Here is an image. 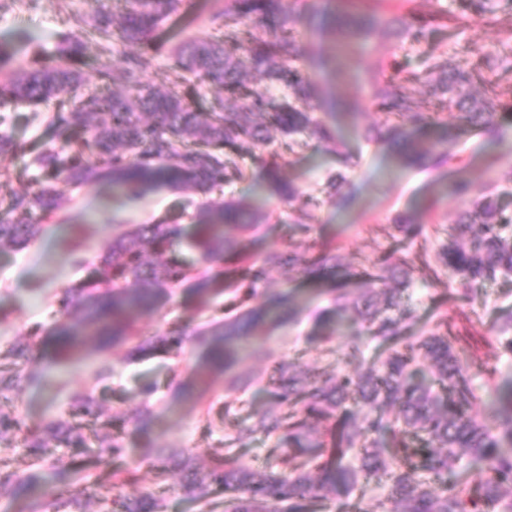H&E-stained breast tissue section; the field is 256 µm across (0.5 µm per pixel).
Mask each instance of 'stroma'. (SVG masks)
I'll use <instances>...</instances> for the list:
<instances>
[{"mask_svg":"<svg viewBox=\"0 0 512 512\" xmlns=\"http://www.w3.org/2000/svg\"><path fill=\"white\" fill-rule=\"evenodd\" d=\"M297 17L302 35V54L292 62L311 90L309 110L315 120L327 125L334 142H312L309 149L291 155L282 176L301 193L286 201L274 194L264 167L251 149H234L230 155L245 173L244 180L224 185L203 195L193 190H149L131 200L106 183L69 188L61 208L43 220L42 233L27 247L0 251V353L25 344L32 363L42 372L39 384H23L0 395V414L26 424L68 420L76 395L88 393L98 400L102 415L83 419L89 440L104 434L117 435L124 448V464L134 468L131 482L119 485L112 479L114 465L72 448L56 449L57 457L69 463L67 474H56L49 463L33 465L24 440L0 451V469L30 477L24 494L0 495V512H26L29 501L51 503L61 496H74L87 512H111L114 501L134 498L163 486L165 512H203L191 501L184 485L191 473H206L218 455L235 456L243 466L263 471L270 465L269 450L275 436L258 434L245 445H228L237 426L248 423L251 413L276 406L279 363H293L298 372L314 376L319 371L359 374L376 362L381 353L369 336L365 323L350 318L342 332L334 330L337 289L358 295L362 286L358 271L401 253L426 249L436 255L448 242V226L462 207L452 191L455 182L470 183L476 198L494 199L506 215H512V0H500L494 22L461 17L455 0H410L409 6L436 22L428 41L410 43L396 33L392 23L399 13L396 0H389L358 53L350 72L336 71V27L329 0H283ZM214 0H182L180 29L163 23L154 38L160 46L142 49L143 81L155 84L172 67L171 47L177 40L203 36L202 21L212 11ZM93 0H0V40L19 29L41 35L46 56L56 53L61 34L86 38L83 83L97 87L99 65L118 66L119 53H102L86 37L87 19ZM490 59L482 68L483 80L474 87L475 97L492 112L498 128L496 141L476 134L463 125L460 114L437 102L426 106L435 119L414 130L424 147H434L448 135L449 157L438 167L400 166L393 159L388 133L382 132L381 111L368 94V85L380 71L400 67L403 74L426 76L435 63L468 69L477 60ZM346 105L349 115L331 114L329 102ZM52 115L28 106L0 112V134L11 136L18 153L0 155V173L10 178L13 189L28 188L37 177L31 158L51 144ZM353 165L343 168L341 155ZM344 171L340 199L327 201L326 184L336 171ZM316 198L305 206L307 198ZM242 199L265 214L263 224L241 234L240 241L252 254L269 250L282 253L317 252L321 245L335 246L337 267L314 275L283 266L268 272L255 287L252 305L262 304L272 289L295 291L296 322L264 332L259 349L240 351L234 374L244 379L229 414H221L225 378L221 370L206 367L205 346L196 336L203 325L224 316L225 295L199 306L186 288L169 289L157 311L135 320L130 338L105 352L86 348L68 360L56 357L44 336L60 317L61 302L70 287L85 278L111 243L114 235L136 224L167 219L179 224L185 238L176 255L190 266L198 265V254L187 245L196 235L194 215L201 203L219 204ZM308 207L309 230L296 227L300 207ZM416 226L404 237L400 221ZM476 299H467L457 280L438 264L415 267L406 292L416 319L410 333L428 331L439 316H447L454 335L464 337L472 364V382L478 394L512 382V355L505 354L493 329L503 314L512 311V277L475 285ZM182 329L192 342L181 362L158 354L141 359L131 353L139 339L172 328ZM360 343L362 364L345 363L343 357L353 343ZM148 404L154 414L150 433L139 432L128 421L129 412ZM174 448L168 460V477L157 483L145 460L146 449Z\"/></svg>","mask_w":512,"mask_h":512,"instance_id":"35a3bbf8","label":"stroma"}]
</instances>
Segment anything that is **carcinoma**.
I'll return each mask as SVG.
<instances>
[{"instance_id": "obj_1", "label": "carcinoma", "mask_w": 512, "mask_h": 512, "mask_svg": "<svg viewBox=\"0 0 512 512\" xmlns=\"http://www.w3.org/2000/svg\"><path fill=\"white\" fill-rule=\"evenodd\" d=\"M181 0H125L118 17L98 7L89 27L99 37L102 49L150 46L158 24L179 11ZM497 0H458L461 15L489 18ZM379 0H336L337 35L345 58L358 52L365 38L364 21L376 11ZM211 33L190 38L174 47L175 65L161 81L148 86L142 81V61L126 54L117 68L98 70L104 91L81 92L83 45L65 34L51 61L34 52L28 66L15 70V51L0 45V108L27 105L46 109L67 95L72 106L59 108L52 119L59 147L41 150L35 164L41 180L24 191L7 190L0 204L8 218L0 219V249L24 247L41 231L34 222L37 213L56 211L64 188L106 181L132 196L156 187L172 190L192 188L201 194L243 178L235 161L224 157V148L269 142L267 131L279 129L288 151L308 146L317 138L332 139L331 130L308 111L311 92L304 79L288 65L301 53L295 18L282 0H224L208 16ZM402 36L413 43L427 39L430 21L409 14L399 19ZM262 81L285 83L291 90L287 103L274 106L260 92L246 89L243 65ZM441 71L429 86L416 76L375 78L370 95L383 111V123L392 132L405 161L433 164L434 155L407 139L402 129L421 125L430 116L422 110L421 96L441 97L448 108L464 109L471 101L479 68ZM209 83L240 95L238 106L226 108L217 94L201 105L190 101L185 84ZM126 92L116 95L115 84ZM429 90H423V87ZM471 129L482 135L497 133L493 113L476 108L465 113ZM267 179L282 198L297 191L279 177L285 154L260 159ZM259 218L242 201L206 204L198 213L200 231L193 240L201 267L190 268L175 255L181 241L177 224L161 221L140 224L112 239L97 265L83 281L73 285L61 304L63 319L54 328L61 353L82 351L84 337L103 344L129 333L132 318L155 311L167 288L188 285L202 305L221 293L235 294L236 314L209 323L202 334L210 337L208 358L212 365L229 369L239 351L258 338L256 331L291 321L297 314L290 293L273 297L268 308H251L247 300L268 268L283 263L304 270L336 261L335 248L326 245L314 257L270 251L260 258L247 253L226 234L232 226L251 231ZM512 224L487 198L469 201L455 226L451 240L437 254L448 276L463 285L512 276V235L502 234ZM224 260L221 277L210 275L208 265ZM403 280L390 286L383 275L362 272L368 286L359 299L336 295V315L350 309L371 327L384 350L379 365L355 377L328 376L322 381L300 378L291 366L285 374L279 403L286 410L256 413L251 425L238 429L241 444L255 433L278 435L271 456L293 463L294 475L272 471L255 472L236 464L229 456L216 459L209 473L210 484L200 481L185 486L195 499L208 502L209 485L224 488V512H318L338 493L351 496L372 482H386L390 494L377 501V512H512V387L493 389L488 398L477 396L464 347L454 348L440 320L426 336H411L407 321L413 319L398 295L410 286L409 254L394 258ZM382 287H377V284ZM184 333L171 329L144 340L139 350L163 351L179 358ZM39 378L35 368L0 374V394L10 392L24 380ZM76 414L97 418L101 409L93 396L75 398ZM129 420L149 432L153 415L146 405L135 409ZM323 425L330 441L321 440L315 428ZM29 456L42 462L53 448H87L80 427L67 421L31 424L0 416V447L9 448L20 432ZM356 448L359 465L343 463L346 452ZM124 448L115 436L98 439L94 452L100 458L122 456ZM120 512H161L162 498L155 492L119 503Z\"/></svg>"}]
</instances>
